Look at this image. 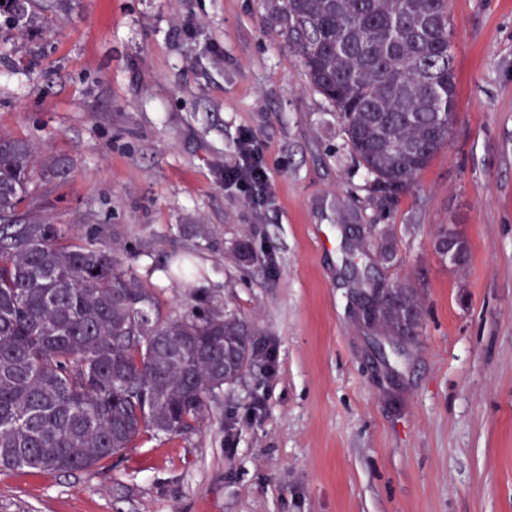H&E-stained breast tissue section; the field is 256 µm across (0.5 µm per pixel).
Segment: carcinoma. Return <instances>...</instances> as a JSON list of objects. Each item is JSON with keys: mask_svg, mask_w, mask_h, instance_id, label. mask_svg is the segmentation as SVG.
I'll return each mask as SVG.
<instances>
[{"mask_svg": "<svg viewBox=\"0 0 512 512\" xmlns=\"http://www.w3.org/2000/svg\"><path fill=\"white\" fill-rule=\"evenodd\" d=\"M274 27L338 112L358 165L406 186L447 143L455 114L448 0H263ZM14 20L36 0H0ZM64 162L0 135V473L82 472L145 434L199 426L253 356L248 321L198 295L182 315L105 246L63 242L35 216L34 188ZM375 301L372 328L411 336L421 306L405 287Z\"/></svg>", "mask_w": 512, "mask_h": 512, "instance_id": "1", "label": "carcinoma"}]
</instances>
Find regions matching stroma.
Returning <instances> with one entry per match:
<instances>
[{
  "mask_svg": "<svg viewBox=\"0 0 512 512\" xmlns=\"http://www.w3.org/2000/svg\"><path fill=\"white\" fill-rule=\"evenodd\" d=\"M456 121L410 186L374 188L261 0H66L0 21V134L62 155L37 217L125 256L164 312L194 286L247 317L252 366L199 429L77 473L0 474V512H512V0H448ZM251 130L273 197L224 187ZM456 224L466 264L434 241ZM371 279L421 304L402 353Z\"/></svg>",
  "mask_w": 512,
  "mask_h": 512,
  "instance_id": "stroma-1",
  "label": "stroma"
}]
</instances>
